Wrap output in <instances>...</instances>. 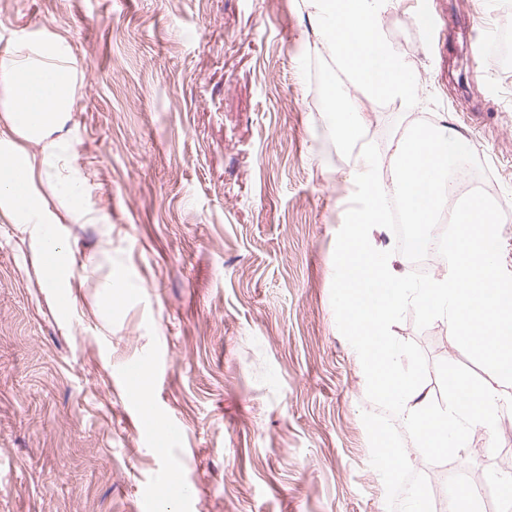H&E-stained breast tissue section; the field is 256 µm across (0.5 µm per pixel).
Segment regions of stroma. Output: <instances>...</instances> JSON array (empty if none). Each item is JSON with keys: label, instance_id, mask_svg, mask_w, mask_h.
Listing matches in <instances>:
<instances>
[{"label": "stroma", "instance_id": "1", "mask_svg": "<svg viewBox=\"0 0 512 512\" xmlns=\"http://www.w3.org/2000/svg\"><path fill=\"white\" fill-rule=\"evenodd\" d=\"M452 24L429 37L421 10ZM494 0H390L378 25L413 70L415 109L345 91L381 163L411 111L467 137L512 215V68L472 56L467 24ZM66 40L83 73L71 126L81 205L54 231L71 255L68 316L35 243L0 223V512H387L362 414L374 411L331 305L336 234L366 168L329 136L300 59H329L303 0H0L18 31ZM122 295L107 296L109 278ZM111 305H104V298ZM437 362L468 364L446 320L393 325ZM142 366L134 397L127 365ZM183 437L150 444L158 416ZM454 460L414 471L469 486L512 469V419ZM179 465L186 496L160 471Z\"/></svg>", "mask_w": 512, "mask_h": 512}]
</instances>
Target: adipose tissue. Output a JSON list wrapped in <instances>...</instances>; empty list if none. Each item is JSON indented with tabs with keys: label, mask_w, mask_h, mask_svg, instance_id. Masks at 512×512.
<instances>
[{
	"label": "adipose tissue",
	"mask_w": 512,
	"mask_h": 512,
	"mask_svg": "<svg viewBox=\"0 0 512 512\" xmlns=\"http://www.w3.org/2000/svg\"><path fill=\"white\" fill-rule=\"evenodd\" d=\"M76 82L70 48L58 36L22 35L0 50V222L18 225L40 251L54 250L55 261L41 264L49 288L67 287L74 275L69 253L49 246L52 229L99 221L80 206L72 180L56 174L57 166L81 161L68 126ZM47 182L65 205L50 206Z\"/></svg>",
	"instance_id": "obj_1"
}]
</instances>
